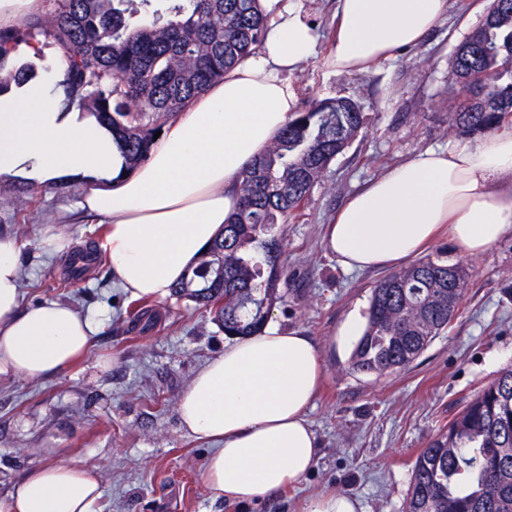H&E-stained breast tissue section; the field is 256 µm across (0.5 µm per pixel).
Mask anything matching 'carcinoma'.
<instances>
[{
    "instance_id": "obj_1",
    "label": "carcinoma",
    "mask_w": 512,
    "mask_h": 512,
    "mask_svg": "<svg viewBox=\"0 0 512 512\" xmlns=\"http://www.w3.org/2000/svg\"><path fill=\"white\" fill-rule=\"evenodd\" d=\"M44 17L0 29V91L35 77L9 58L44 33L64 48L65 81L84 112L117 131L129 161L147 160L154 135L224 73L254 55L265 34L257 0H46ZM459 86L451 126L501 129L512 114V0H492L456 47ZM364 114L348 98L315 100L288 122L240 182V207L173 296L213 314L227 336L262 330L284 273L281 225L300 215L314 184L357 137ZM468 268L425 258L374 286L353 369L386 374L412 364L458 315ZM404 512H512V366L481 386L418 455Z\"/></svg>"
}]
</instances>
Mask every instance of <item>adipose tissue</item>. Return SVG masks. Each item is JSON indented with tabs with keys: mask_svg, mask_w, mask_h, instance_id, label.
Returning a JSON list of instances; mask_svg holds the SVG:
<instances>
[{
	"mask_svg": "<svg viewBox=\"0 0 512 512\" xmlns=\"http://www.w3.org/2000/svg\"><path fill=\"white\" fill-rule=\"evenodd\" d=\"M265 40L223 80L165 124L147 161L129 167L121 142L72 103L61 60L0 93V180L77 184L78 205L103 217L99 244L115 283L133 299L166 298L240 203L249 163L297 110L286 78L314 50L317 34L288 0H258ZM448 0H336L326 54L339 73H364L419 44ZM512 226V132L472 145L428 149L364 183L324 227L328 252L348 270L411 261L449 235L461 252H487ZM20 247L0 233V375L39 380L68 370L98 325L70 304L23 306ZM315 341L271 325L229 339L182 393L181 426L212 443L209 493L242 505L274 499L320 457L306 414L324 375ZM90 470L57 463L28 472L0 512H96Z\"/></svg>",
	"mask_w": 512,
	"mask_h": 512,
	"instance_id": "adipose-tissue-1",
	"label": "adipose tissue"
}]
</instances>
